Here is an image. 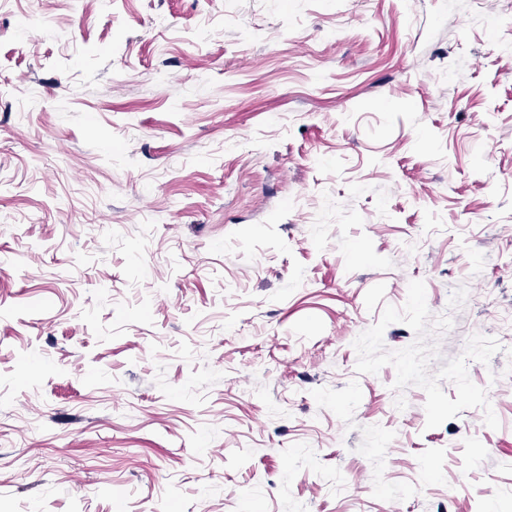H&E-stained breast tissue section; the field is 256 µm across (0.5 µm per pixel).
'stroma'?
I'll return each instance as SVG.
<instances>
[{"label": "stroma", "mask_w": 512, "mask_h": 512, "mask_svg": "<svg viewBox=\"0 0 512 512\" xmlns=\"http://www.w3.org/2000/svg\"><path fill=\"white\" fill-rule=\"evenodd\" d=\"M512 0H0V512H512Z\"/></svg>", "instance_id": "obj_1"}]
</instances>
